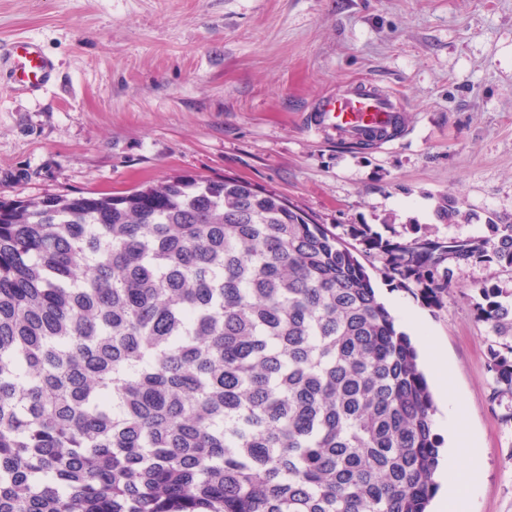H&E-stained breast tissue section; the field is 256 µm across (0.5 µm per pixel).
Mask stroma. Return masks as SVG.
Listing matches in <instances>:
<instances>
[{
    "label": "stroma",
    "instance_id": "obj_1",
    "mask_svg": "<svg viewBox=\"0 0 512 512\" xmlns=\"http://www.w3.org/2000/svg\"><path fill=\"white\" fill-rule=\"evenodd\" d=\"M17 37L54 62L38 93L15 85ZM352 80L403 98L400 138L355 146L307 127ZM174 172L274 190L341 238L512 224V0H0V196L125 192ZM363 263L389 311L406 304L443 344L481 441L472 512H512V397L489 401L499 337L474 314L479 288L512 289V271L454 268L438 310Z\"/></svg>",
    "mask_w": 512,
    "mask_h": 512
}]
</instances>
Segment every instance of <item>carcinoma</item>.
<instances>
[{
    "instance_id": "cac0c4a2",
    "label": "carcinoma",
    "mask_w": 512,
    "mask_h": 512,
    "mask_svg": "<svg viewBox=\"0 0 512 512\" xmlns=\"http://www.w3.org/2000/svg\"><path fill=\"white\" fill-rule=\"evenodd\" d=\"M492 238L348 245L274 191L175 173L124 193L0 196V512H427L435 405L358 256L442 308ZM506 339L512 290L479 289Z\"/></svg>"
}]
</instances>
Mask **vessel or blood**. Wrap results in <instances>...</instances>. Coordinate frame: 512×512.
I'll list each match as a JSON object with an SVG mask.
<instances>
[{
	"instance_id": "vessel-or-blood-1",
	"label": "vessel or blood",
	"mask_w": 512,
	"mask_h": 512,
	"mask_svg": "<svg viewBox=\"0 0 512 512\" xmlns=\"http://www.w3.org/2000/svg\"><path fill=\"white\" fill-rule=\"evenodd\" d=\"M8 57L20 89L36 91L49 83L52 65L40 44L18 39L12 43ZM404 112L397 95L379 85L355 81L323 97L312 109L311 122L347 133L353 143L371 135L386 143L402 136Z\"/></svg>"
}]
</instances>
